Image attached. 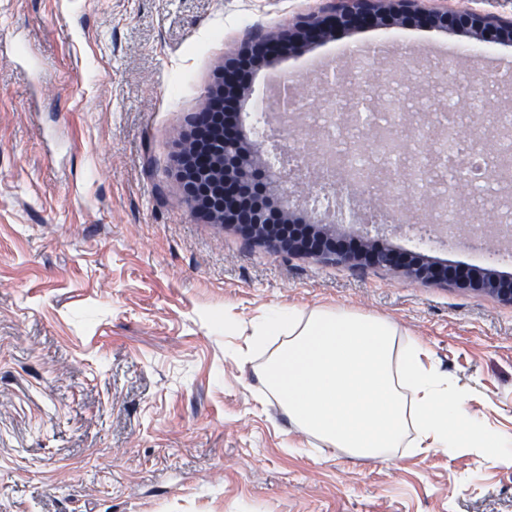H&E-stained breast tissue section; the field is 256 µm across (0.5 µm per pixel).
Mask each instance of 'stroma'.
Instances as JSON below:
<instances>
[{"mask_svg": "<svg viewBox=\"0 0 512 512\" xmlns=\"http://www.w3.org/2000/svg\"><path fill=\"white\" fill-rule=\"evenodd\" d=\"M331 0H0V512H512V457L396 449L358 458L291 426L251 351L274 307L393 321L471 391L468 412L512 432V307L405 273L274 254L187 203L175 156L225 59ZM405 40L356 59L357 26L248 74L251 97L359 98V71L403 85L432 125L429 72L455 57L465 84L500 82L487 112L512 114V43L459 54L466 33L395 26ZM351 55L343 56L339 47ZM458 229L434 207L385 201L425 225L338 217L405 258L512 273V233L465 184ZM481 208L489 229L469 233ZM232 330H225V322ZM250 351L241 362L239 351Z\"/></svg>", "mask_w": 512, "mask_h": 512, "instance_id": "obj_1", "label": "stroma"}]
</instances>
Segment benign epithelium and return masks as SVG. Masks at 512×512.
Here are the masks:
<instances>
[{
  "instance_id": "1",
  "label": "benign epithelium",
  "mask_w": 512,
  "mask_h": 512,
  "mask_svg": "<svg viewBox=\"0 0 512 512\" xmlns=\"http://www.w3.org/2000/svg\"><path fill=\"white\" fill-rule=\"evenodd\" d=\"M404 17L434 28L464 30L476 40L492 38L512 42V17L472 11L454 16L441 10H421L415 0H336L331 10L304 17L276 39L253 42L237 58L224 63L222 89L208 94L203 111L193 117L192 137L177 154L179 174L190 207L213 224H231L246 238L257 241L276 254L314 255L331 263L362 264L397 269L404 262L397 254L380 247H353L336 239L320 211V194L339 189L354 203L353 216L368 223L366 205L373 198L372 171L353 175L344 169L340 157L323 149L308 155L309 170L316 174L317 190L305 192L308 201L301 217L288 202L294 195V168L278 135L265 139L241 134L242 101L248 96L244 71L257 63L299 45L320 40L334 31L363 24H378ZM394 177L409 184L414 201L432 196L429 175L402 168L388 160ZM416 276L431 283L451 281L460 288L495 296L512 305V283L501 285L477 274L459 276L446 270L420 271Z\"/></svg>"
}]
</instances>
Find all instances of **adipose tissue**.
I'll return each instance as SVG.
<instances>
[{
    "label": "adipose tissue",
    "mask_w": 512,
    "mask_h": 512,
    "mask_svg": "<svg viewBox=\"0 0 512 512\" xmlns=\"http://www.w3.org/2000/svg\"><path fill=\"white\" fill-rule=\"evenodd\" d=\"M255 342L278 339L261 374L289 420L329 447L384 460L393 449L512 456V435L471 416L467 390L390 320L347 310H269Z\"/></svg>",
    "instance_id": "ef3b65f1"
}]
</instances>
